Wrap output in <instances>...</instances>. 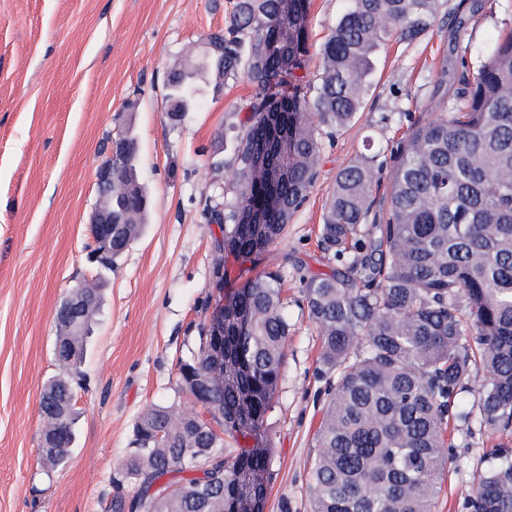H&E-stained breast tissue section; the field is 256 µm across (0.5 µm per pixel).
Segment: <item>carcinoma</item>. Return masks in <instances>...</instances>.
Masks as SVG:
<instances>
[{
	"label": "carcinoma",
	"instance_id": "1",
	"mask_svg": "<svg viewBox=\"0 0 512 512\" xmlns=\"http://www.w3.org/2000/svg\"><path fill=\"white\" fill-rule=\"evenodd\" d=\"M310 0H237L224 30L207 40L211 68L244 77L255 93L231 136L232 184L209 221L224 226L216 249L253 264L284 234L318 176L323 139L363 108L378 48L413 43L434 26L444 0H346L311 61ZM166 100L180 112L199 101L194 77L172 70ZM285 172L273 184L254 164ZM139 144L112 143L113 213L122 222L112 256L146 221L144 187L130 188ZM391 164L387 208L373 211L374 169ZM275 207H269L268 197ZM320 245L328 272L299 280L321 344L327 383L308 483L312 512H433L448 461L449 420L512 430V32L491 36L476 73L445 91L441 112L409 120L389 151L365 152L340 169L329 193ZM288 263L224 296V438L177 427L171 407L155 405L136 423L127 466L136 492L108 512H135L149 488L171 494L158 512H264L271 449L264 426L273 409L293 325L283 299ZM40 393L59 430L56 462L74 439L73 394ZM474 396L468 402L463 394ZM165 442H155L158 433ZM253 441L228 448L226 438ZM209 446L204 477L193 449ZM466 512H512V448L494 449L472 475Z\"/></svg>",
	"mask_w": 512,
	"mask_h": 512
}]
</instances>
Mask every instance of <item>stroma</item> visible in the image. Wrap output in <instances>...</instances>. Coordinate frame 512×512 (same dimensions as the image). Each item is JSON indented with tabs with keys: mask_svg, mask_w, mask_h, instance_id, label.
Instances as JSON below:
<instances>
[{
	"mask_svg": "<svg viewBox=\"0 0 512 512\" xmlns=\"http://www.w3.org/2000/svg\"><path fill=\"white\" fill-rule=\"evenodd\" d=\"M236 0H0V512H105L132 497L126 471L135 425L156 404L185 413L178 365L209 325L220 291L256 274L222 261L223 235L207 211L222 199L232 172L213 153L242 120L254 89L246 79L203 86L195 111L170 122L165 79L184 55L200 57ZM448 0L432 30L413 44L381 49L363 112L325 142L307 202L267 253L265 267L289 256L319 270V227L336 173L366 142L401 138L379 119L437 110L439 85L461 66L448 51V10L467 18L460 45L484 47L512 25V0ZM140 146L139 178L150 205L142 235L104 268L93 257L89 221L95 173L117 131ZM228 281L217 288L214 270ZM104 282L103 302L74 384L78 419L69 458L44 475L38 448L44 385L60 373L55 316L69 288ZM285 296L295 331L288 341L275 408L265 423L272 450L264 512H310L309 472L325 403L317 370L320 340ZM450 461L440 474L434 512H464L472 472L493 448L512 447V430L455 424Z\"/></svg>",
	"mask_w": 512,
	"mask_h": 512,
	"instance_id": "stroma-1",
	"label": "stroma"
}]
</instances>
